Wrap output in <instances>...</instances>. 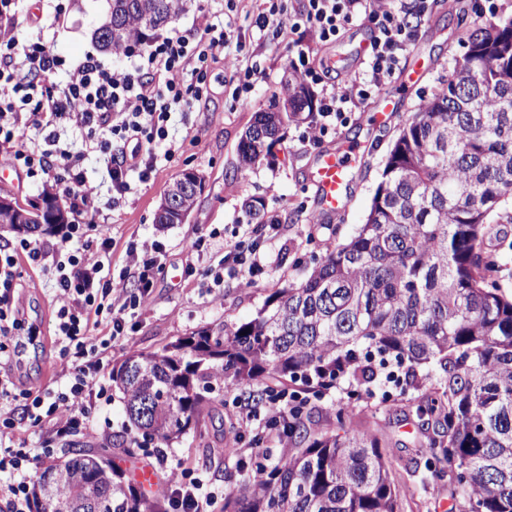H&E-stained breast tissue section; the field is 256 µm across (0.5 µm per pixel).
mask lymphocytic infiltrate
Wrapping results in <instances>:
<instances>
[{"mask_svg":"<svg viewBox=\"0 0 512 512\" xmlns=\"http://www.w3.org/2000/svg\"><path fill=\"white\" fill-rule=\"evenodd\" d=\"M288 0H261L256 27L268 37L289 34L303 44L288 65L300 78L321 84L328 76L317 62L312 43L336 42L354 20L366 21L370 52L351 82L332 86L316 109L303 143L317 145L337 134L354 120L375 90L390 81L408 51L416 26L415 10L427 0H387L372 10L369 0H304L301 11H290ZM244 50L245 42L231 24L217 20L214 12L201 10L189 33L154 35L138 51L132 65L114 69L97 57L86 55L65 65L50 42L38 39L18 47L10 34L0 35V148L11 164L26 175H50L63 169L68 178L58 188L75 214L87 212L98 194L97 185L83 168V155L60 148V126L71 123L84 131L93 149L100 153L112 187V203L120 205L131 189L130 174L150 180L159 158H171L176 150L169 141L167 124L174 110L190 107L208 97L211 61L226 46ZM67 67L69 80L56 89L50 77ZM38 135L26 136L27 127ZM280 226L269 220L249 245L227 241L218 262L205 264L201 287H221L224 277L235 274L259 277L265 267V245L277 236ZM112 248L111 227L89 221L86 227L70 225L56 243L0 247V359L7 355L6 341L24 327L15 298L19 292L22 259L39 265L52 261L56 272L54 338L61 342L60 372L64 386L50 392L38 386L18 387L9 377H0V512H30V487L41 463L50 455L47 446L29 447L17 433L18 418L46 427L48 437L61 438L88 426L93 420L91 394L112 351V344L126 336L127 317L150 301L152 280L160 267L157 247L142 241L131 248L127 270L140 284L136 293L114 287L104 273ZM108 335H98L100 326ZM292 393L269 396L263 411L240 405L230 425L235 444L246 437L277 431L287 438L288 411L295 404ZM152 454L170 476L161 486L177 512H216L214 497H201L197 478L186 472L161 448Z\"/></svg>","mask_w":512,"mask_h":512,"instance_id":"obj_1","label":"lymphocytic infiltrate"}]
</instances>
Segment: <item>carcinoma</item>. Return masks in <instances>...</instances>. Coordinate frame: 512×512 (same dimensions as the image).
I'll use <instances>...</instances> for the list:
<instances>
[{
  "label": "carcinoma",
  "instance_id": "1",
  "mask_svg": "<svg viewBox=\"0 0 512 512\" xmlns=\"http://www.w3.org/2000/svg\"><path fill=\"white\" fill-rule=\"evenodd\" d=\"M182 8V0H109L95 30L117 53L143 41ZM312 92L288 76L268 112L238 145L244 169L261 164ZM512 204V18L476 28L453 78L400 131L366 222L328 250L299 285L272 291L255 316L222 322L112 366L129 428L97 448L70 450L31 487L32 503L59 512L61 501L111 487L106 512H168L105 456L122 459L145 441L161 446L200 430L224 401L213 385L300 384L310 391L341 379H375L371 362L393 359L437 374L434 396L415 405L433 424L415 455L436 479L449 477L458 512H512V297L489 282L483 246ZM314 412L288 414L286 454L224 497L223 512H400L389 460L369 430L312 428Z\"/></svg>",
  "mask_w": 512,
  "mask_h": 512
}]
</instances>
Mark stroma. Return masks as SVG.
I'll list each match as a JSON object with an SVG mask.
<instances>
[{"mask_svg": "<svg viewBox=\"0 0 512 512\" xmlns=\"http://www.w3.org/2000/svg\"><path fill=\"white\" fill-rule=\"evenodd\" d=\"M108 0H10L0 12L4 27L18 42H25L37 31H44L54 52L73 64L93 53L109 67L128 65V58L101 51L94 31L100 24ZM65 4L64 21H57L56 6ZM479 0H432L421 18L417 37L401 63L394 79L375 92L363 107L364 112L380 111L392 102L397 110L390 121L374 124L357 119L342 127L326 146L336 140L370 143L371 148L355 171L353 200L347 211L336 218H323L313 208L315 188L308 181V170L318 152L304 145L300 134L308 125L296 116L285 127L273 154L259 166L242 169L237 164V145L256 113L267 109L288 76V57L295 53L292 40L269 42L254 25L255 0H240L231 16L233 25L250 44L253 56L265 70V76L239 104H230L224 93V65L210 66V92L200 106L173 113L168 131L179 150L171 161L160 162L152 178L145 183L132 181V190L120 206H113L112 194L102 187L94 201L97 219L112 226L114 246L111 277H119L126 264L129 244L156 240L163 246L162 268L151 288V302L129 319L131 328L112 349V360L139 352H152L201 327L235 323L250 319L273 289L300 284L314 259L347 239L365 222L386 156L401 128L419 112L439 84L449 80L455 64L465 51L469 33L484 18ZM367 26L355 21L336 44L320 47L317 56L330 63V78L343 84L359 70L358 52L364 45ZM194 170L204 178L197 203L184 223L159 226L155 211L175 177ZM276 216L281 232L266 246L268 266L258 282L249 284L239 278L225 279L220 299H212L184 272L188 260L186 243L194 234L217 231L209 249L212 260L220 258L222 240L244 238L249 225L259 219ZM23 290L20 306L26 325L38 327L45 336H53L55 327L54 272L49 267L23 266ZM9 372L17 384L35 383L54 391L64 384L59 367V349L31 345L14 357ZM422 385L416 390H401L390 383H377L371 394L357 399L345 396L346 382L310 397L309 405L318 419L317 427L328 430L329 419L338 409L354 414L361 427L382 425L389 440L387 454L391 476L400 486L401 512H457L448 481L433 479L424 467L412 464L423 433L415 417L417 401L431 394L434 374L418 372ZM101 384L107 396L95 403L91 428L55 441L54 460H61L65 449L95 447L102 439L121 433L125 423L124 405L112 387L110 370H103ZM205 438L187 433L170 450L175 459L204 482V488L225 497L242 485L250 468L251 448L238 454H224L225 443L234 431L221 422L206 429Z\"/></svg>", "mask_w": 512, "mask_h": 512, "instance_id": "obj_1", "label": "stroma"}]
</instances>
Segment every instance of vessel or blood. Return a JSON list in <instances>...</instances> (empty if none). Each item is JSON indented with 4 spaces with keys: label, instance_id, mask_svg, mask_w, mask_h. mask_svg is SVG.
Listing matches in <instances>:
<instances>
[{
    "label": "vessel or blood",
    "instance_id": "b4317fda",
    "mask_svg": "<svg viewBox=\"0 0 512 512\" xmlns=\"http://www.w3.org/2000/svg\"><path fill=\"white\" fill-rule=\"evenodd\" d=\"M363 156L364 149L358 143L319 154L310 179L316 189L315 208L320 216L333 218L345 213L352 199L351 176Z\"/></svg>",
    "mask_w": 512,
    "mask_h": 512
}]
</instances>
